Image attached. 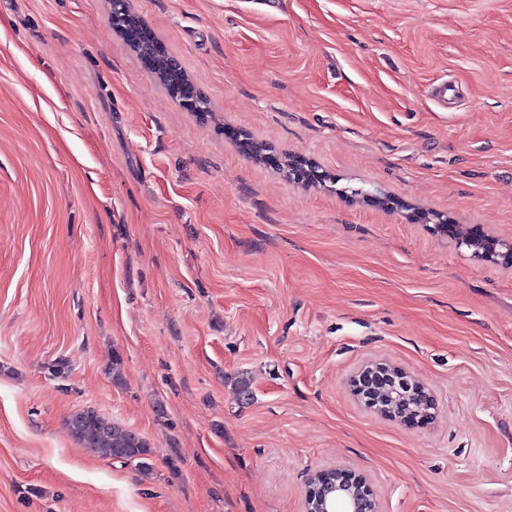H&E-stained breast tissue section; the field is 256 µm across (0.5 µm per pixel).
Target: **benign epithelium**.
Returning a JSON list of instances; mask_svg holds the SVG:
<instances>
[{"label": "benign epithelium", "mask_w": 512, "mask_h": 512, "mask_svg": "<svg viewBox=\"0 0 512 512\" xmlns=\"http://www.w3.org/2000/svg\"><path fill=\"white\" fill-rule=\"evenodd\" d=\"M132 14L130 0H112V28L120 31ZM360 403L374 412L400 422L408 430L432 423L437 403L432 393L403 369L389 363L371 362L348 379ZM304 512H379L374 489L367 478L351 469H324L311 477Z\"/></svg>", "instance_id": "obj_1"}]
</instances>
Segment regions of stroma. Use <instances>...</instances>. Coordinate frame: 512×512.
<instances>
[{
	"mask_svg": "<svg viewBox=\"0 0 512 512\" xmlns=\"http://www.w3.org/2000/svg\"><path fill=\"white\" fill-rule=\"evenodd\" d=\"M132 5L211 118L107 0H0V512H302L334 466L381 512H512V264L422 218L512 239V0ZM371 361L437 421L361 404ZM86 407L142 434L151 474L70 435ZM130 0H112V28L116 31H121L124 28V22L132 14ZM133 18L126 24V30L120 32V36L129 46V48L136 54L138 59L144 63L154 78L175 98H177L182 106L189 112H193L200 117L208 116L211 118L212 112L208 106L207 99L199 91L195 89L189 77L184 73L178 61L165 50L157 51L152 42L144 39L140 35L141 24L143 21L133 13ZM176 71H180L181 78L183 79L187 88L181 90L180 87H174L172 83V76ZM192 90L193 96L189 98L187 92ZM195 102V107L187 103ZM454 226H455L454 239L457 240V242L460 245H464L468 249H471L472 250V254L474 255V257L483 258V259L501 258L503 260L509 261L506 258L508 256H510V261L512 262V251L510 252V254H505V255H503L501 253L491 254V256H489V257L488 256L480 255V252H483L484 248L481 245H478V244L470 245V240H471L472 235L474 233L473 230L470 227H467L466 225H462V224H455ZM454 226L453 225H448V234L449 235L453 234ZM348 384L360 403L381 416L398 420L408 430L427 427L435 418L437 403L432 393L398 366L367 363L349 377ZM363 394L367 399L363 400ZM390 402L394 409L389 407Z\"/></svg>",
	"mask_w": 512,
	"mask_h": 512,
	"instance_id": "stroma-1",
	"label": "stroma"
}]
</instances>
